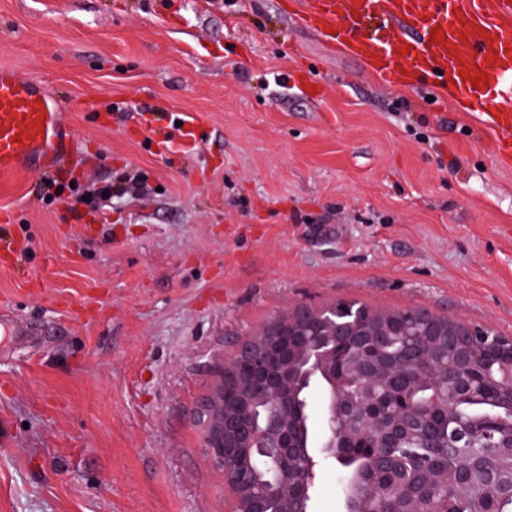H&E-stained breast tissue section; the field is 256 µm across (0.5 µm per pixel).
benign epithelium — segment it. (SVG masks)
<instances>
[{
  "label": "benign epithelium",
  "mask_w": 512,
  "mask_h": 512,
  "mask_svg": "<svg viewBox=\"0 0 512 512\" xmlns=\"http://www.w3.org/2000/svg\"><path fill=\"white\" fill-rule=\"evenodd\" d=\"M409 315L410 319L399 326L395 335H431L435 313L416 307L409 309ZM356 321V311L348 303L339 302L320 310L297 305L242 341L225 360L219 381L197 412L204 448L221 466L230 456L245 464L254 457L271 462L268 475L256 478L244 510L240 508L239 485L224 478L231 495L229 512H269V501L279 497L297 504L288 512H307L304 488L314 483V463L299 468L292 484L284 474L288 462H300L309 456L304 408L298 392L317 373L330 384L323 443L329 452L352 446L361 437L367 438L374 448L389 447V436L397 427L417 428L422 446L431 447L430 431L417 409L406 407L396 417H388L379 409V389L389 387L397 372L412 377L424 368L432 384L431 402L448 404L458 386L448 384V365L429 362L430 352L439 349L463 368L469 360L474 332L450 331L442 340L426 341V351L417 357L391 360L385 337L358 328ZM484 363L479 381L507 373L512 382V337L499 339L495 348L487 350ZM247 393L269 403L263 418H257L256 407L245 402ZM496 429L498 435L489 436L484 447L507 448L512 452V402L508 416L496 419ZM457 462L455 492L468 498L477 484L474 463L468 457ZM440 473L439 462L433 459L417 486H403L391 478L390 487L402 488V512H423L421 505L432 497Z\"/></svg>",
  "instance_id": "7a95c632"
}]
</instances>
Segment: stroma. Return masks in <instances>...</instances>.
Returning <instances> with one entry per match:
<instances>
[{
  "label": "stroma",
  "mask_w": 512,
  "mask_h": 512,
  "mask_svg": "<svg viewBox=\"0 0 512 512\" xmlns=\"http://www.w3.org/2000/svg\"><path fill=\"white\" fill-rule=\"evenodd\" d=\"M295 0H0V66L66 110L61 200L0 178V512H227L198 407L299 304L512 337V164L436 88L384 86ZM325 93L314 101L307 86ZM200 116L197 144L176 122ZM140 172L145 195L66 205Z\"/></svg>",
  "instance_id": "stroma-1"
}]
</instances>
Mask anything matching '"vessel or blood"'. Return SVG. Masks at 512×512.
Wrapping results in <instances>:
<instances>
[{"instance_id":"vessel-or-blood-1","label":"vessel or blood","mask_w":512,"mask_h":512,"mask_svg":"<svg viewBox=\"0 0 512 512\" xmlns=\"http://www.w3.org/2000/svg\"><path fill=\"white\" fill-rule=\"evenodd\" d=\"M302 26L323 35L389 87L432 76L484 116L512 161V0H302ZM444 35L433 39L434 27ZM481 86H474L477 77ZM64 114L43 86L0 67V176L53 173L73 150Z\"/></svg>"}]
</instances>
